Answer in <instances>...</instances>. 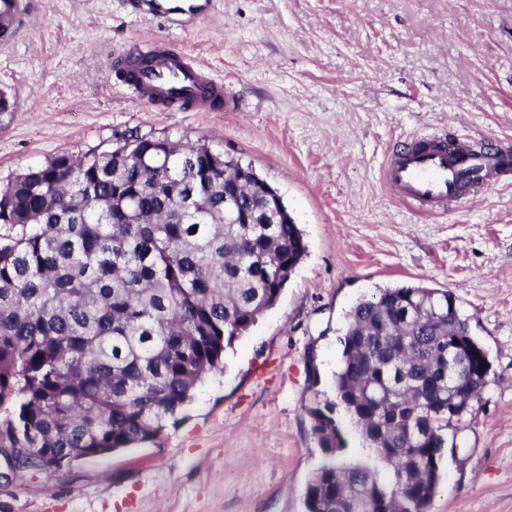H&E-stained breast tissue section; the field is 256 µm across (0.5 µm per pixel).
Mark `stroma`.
<instances>
[{"mask_svg": "<svg viewBox=\"0 0 512 512\" xmlns=\"http://www.w3.org/2000/svg\"><path fill=\"white\" fill-rule=\"evenodd\" d=\"M0 45V186L129 133L207 141L277 188L308 254L177 423L135 448L0 480V512H304L323 460L305 408L334 398L337 341L360 300L449 290L488 352L489 385L441 462L429 512H512V173L419 216L382 185L406 138L512 148V0H218L185 31L124 0H33ZM164 42L198 54L230 112H154L115 73Z\"/></svg>", "mask_w": 512, "mask_h": 512, "instance_id": "35a3bbf8", "label": "stroma"}]
</instances>
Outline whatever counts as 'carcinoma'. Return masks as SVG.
<instances>
[{"label": "carcinoma", "instance_id": "carcinoma-1", "mask_svg": "<svg viewBox=\"0 0 512 512\" xmlns=\"http://www.w3.org/2000/svg\"><path fill=\"white\" fill-rule=\"evenodd\" d=\"M241 168L246 194L224 183ZM266 185L207 142L165 134L122 163L59 154L0 189V448L27 449L42 471L177 420L307 254L282 197H256ZM339 343L336 400L306 406L323 462L305 512H428L445 435L489 383L487 350L453 295L423 285L359 301ZM466 361L486 375L471 392L448 379V363ZM338 403L363 461L343 459Z\"/></svg>", "mask_w": 512, "mask_h": 512}]
</instances>
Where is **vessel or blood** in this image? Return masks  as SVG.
Instances as JSON below:
<instances>
[{
	"label": "vessel or blood",
	"instance_id": "b4317fda",
	"mask_svg": "<svg viewBox=\"0 0 512 512\" xmlns=\"http://www.w3.org/2000/svg\"><path fill=\"white\" fill-rule=\"evenodd\" d=\"M218 0H129L133 14L162 16L177 28L188 30L212 15ZM26 0H0V42L14 43ZM149 59L124 85L129 95L156 112H214L233 107L223 83L213 78L199 57L165 47L146 48ZM504 170L501 157L461 142L457 137L433 135L407 141L382 168L384 183L419 214L445 213L449 204L467 203L478 191L497 182Z\"/></svg>",
	"mask_w": 512,
	"mask_h": 512
}]
</instances>
